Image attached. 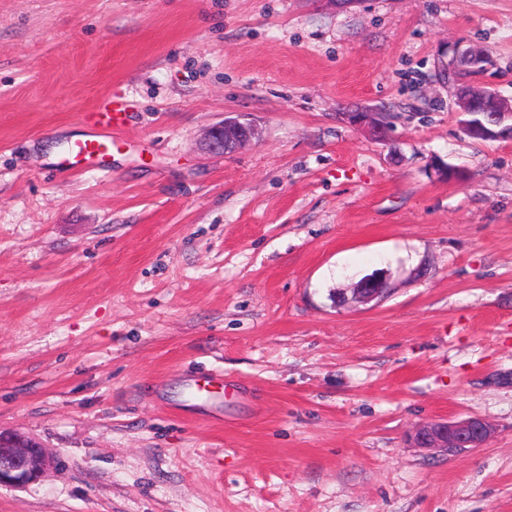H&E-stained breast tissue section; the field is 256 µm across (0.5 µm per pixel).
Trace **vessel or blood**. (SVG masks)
Returning <instances> with one entry per match:
<instances>
[{"instance_id":"obj_1","label":"vessel or blood","mask_w":512,"mask_h":512,"mask_svg":"<svg viewBox=\"0 0 512 512\" xmlns=\"http://www.w3.org/2000/svg\"><path fill=\"white\" fill-rule=\"evenodd\" d=\"M92 134L71 141L64 155L58 157L56 171L67 173L75 167L100 169L114 147L122 140L128 112L120 99H113L109 109L89 113Z\"/></svg>"}]
</instances>
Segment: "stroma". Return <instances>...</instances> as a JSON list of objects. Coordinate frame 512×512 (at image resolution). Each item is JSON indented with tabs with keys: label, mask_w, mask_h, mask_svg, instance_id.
<instances>
[{
	"label": "stroma",
	"mask_w": 512,
	"mask_h": 512,
	"mask_svg": "<svg viewBox=\"0 0 512 512\" xmlns=\"http://www.w3.org/2000/svg\"><path fill=\"white\" fill-rule=\"evenodd\" d=\"M465 82L512 98V0H0V430L57 461L0 512H512V141ZM116 94L106 171L56 172ZM487 64H489L488 59L478 48L460 44L456 48L451 66L458 72L478 74L486 69ZM456 112L471 117L486 114L487 122L463 120L464 130L469 135H480L491 139L512 140V100L504 98L489 88L470 86L457 95ZM257 134L252 122H241L238 118L232 122L222 121L206 130L203 146L208 152L229 153L249 143ZM495 432L494 425L481 416H469L455 421H432L416 429L411 441L418 448H430L445 453L465 448H480Z\"/></svg>",
	"instance_id": "35a3bbf8"
}]
</instances>
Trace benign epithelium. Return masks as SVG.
Segmentation results:
<instances>
[{
  "instance_id": "benign-epithelium-1",
  "label": "benign epithelium",
  "mask_w": 512,
  "mask_h": 512,
  "mask_svg": "<svg viewBox=\"0 0 512 512\" xmlns=\"http://www.w3.org/2000/svg\"><path fill=\"white\" fill-rule=\"evenodd\" d=\"M489 64L488 59L474 46L458 45L452 59V68L459 72L480 73ZM457 112L464 116L484 115L486 120L463 121L466 133L491 139L512 140V100L489 88L469 87L456 98ZM351 123L366 128L384 141L389 137L388 127L373 120L368 111L348 114ZM257 135L251 122L235 119L209 127L204 134V149L224 154L249 143ZM495 432L494 425L481 416H469L455 421H432L416 429L411 441L418 448L452 450L480 448ZM54 458L32 437L21 433L0 431V487L23 489L40 481L53 468Z\"/></svg>"
}]
</instances>
